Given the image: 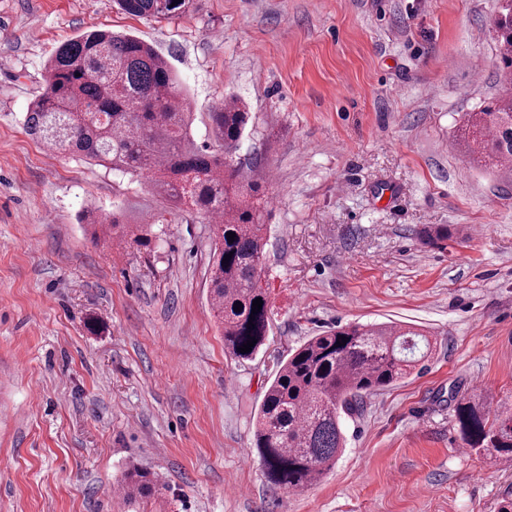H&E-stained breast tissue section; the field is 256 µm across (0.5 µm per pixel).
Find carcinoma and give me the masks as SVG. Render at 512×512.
Wrapping results in <instances>:
<instances>
[{
    "label": "carcinoma",
    "mask_w": 512,
    "mask_h": 512,
    "mask_svg": "<svg viewBox=\"0 0 512 512\" xmlns=\"http://www.w3.org/2000/svg\"><path fill=\"white\" fill-rule=\"evenodd\" d=\"M126 14L169 19L188 12L194 0H116ZM500 63L512 67V16L496 22ZM190 106L166 59L147 42L109 30L83 33L62 45L46 67L45 87L31 103L26 125L47 148L82 153L122 174L142 175L175 205L187 206L213 224L209 302L224 336V353L255 358L267 345L270 325L265 275L267 225L261 183L234 164L251 119L236 98L209 113L215 147L198 148L190 136ZM473 152L490 166L512 159V98L502 95L468 113L465 128ZM82 221L92 238L112 236L118 221L87 209ZM235 237L230 239L227 233ZM427 245L452 238L448 225L418 231ZM230 260L223 261L224 256ZM263 301L255 319L252 302ZM239 307H234V304ZM250 352H240L247 341ZM432 351L425 334L396 322L348 323L309 337L280 362L256 413L254 447L270 483L305 489L330 469L346 448L343 418L359 413L368 395L412 373ZM463 445L512 462V414L490 416L476 393L455 396ZM156 488L139 468L126 489L145 496Z\"/></svg>",
    "instance_id": "cac0c4a2"
}]
</instances>
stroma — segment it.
Returning a JSON list of instances; mask_svg holds the SVG:
<instances>
[{"instance_id": "1", "label": "stroma", "mask_w": 512, "mask_h": 512, "mask_svg": "<svg viewBox=\"0 0 512 512\" xmlns=\"http://www.w3.org/2000/svg\"><path fill=\"white\" fill-rule=\"evenodd\" d=\"M500 0H195L155 21L112 0H0V512H498L512 467L463 448L455 390L512 413V164L485 168L465 115L503 93ZM135 35L190 99L191 136L237 96V161L270 198L255 359L224 354L208 301L212 227L146 178L47 150L25 126L63 42ZM158 223L149 246L93 241L88 208ZM447 224L446 246L420 242ZM99 328L90 331L88 320ZM429 330L431 356L344 421L302 491L253 446L290 349L333 325ZM159 492L114 497L130 468Z\"/></svg>"}]
</instances>
